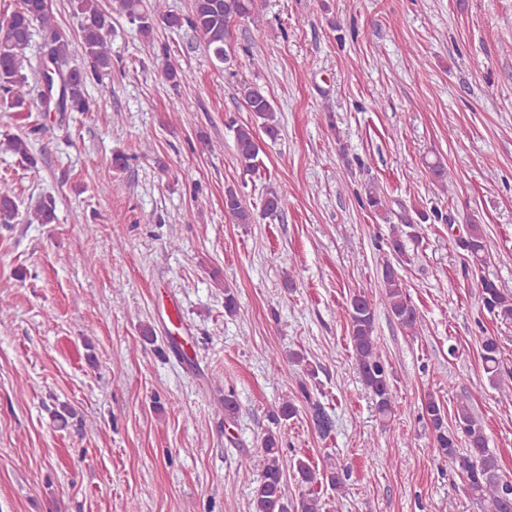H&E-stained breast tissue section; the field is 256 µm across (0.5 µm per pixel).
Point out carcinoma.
<instances>
[{"instance_id": "carcinoma-1", "label": "carcinoma", "mask_w": 512, "mask_h": 512, "mask_svg": "<svg viewBox=\"0 0 512 512\" xmlns=\"http://www.w3.org/2000/svg\"><path fill=\"white\" fill-rule=\"evenodd\" d=\"M121 8L130 24L144 35L164 26L169 29L188 27L204 40L214 60L220 64L228 59L227 47L232 20L251 17L256 11V0H193L191 12L177 15L165 9L163 0H154L151 8L142 9L141 0H121ZM81 14V44L90 68L62 69L69 53V36L50 23L47 0H18L15 8L0 20V103L15 112L31 111L30 84L25 73L24 61L31 30L40 23L47 31L48 61L41 77L53 80L55 74L63 76L62 99L67 112H91L96 103L89 96L88 84L112 70V57L107 36L112 28V16L99 7L98 0H77ZM162 74L172 87L184 79L179 64L165 54ZM239 93L248 111L259 120L258 127L239 125L234 134V148L242 170L252 173L258 169L260 146L256 129H261L273 139L279 126L270 99L254 87L240 85ZM0 145L30 165H35L31 154L29 136L25 133L4 134ZM282 208V199L270 189L263 203V213L274 217ZM224 212L238 224L254 223L253 213L245 206L239 193L228 189L224 193ZM56 220V204L51 197L41 198L34 208L21 213L20 199L8 182H0V224H51ZM414 226L408 220L391 229L389 249L395 261L386 260L380 269L381 287L387 307L400 328L408 334L418 329L420 317L407 297L398 267L410 261L405 250L407 229ZM457 246L465 252L474 268L480 270L486 263L487 245L483 228L470 224L466 236L457 239ZM478 288L483 308L501 319L512 320V291L501 288L492 279L478 276ZM350 343L365 389L371 396L380 419L385 420L394 412V397L388 367L379 353L374 336V310L363 293L350 297L347 307ZM484 373L490 383L501 386L500 347L497 339L486 336L480 345ZM423 413L432 430L435 448L448 467L456 470L463 479L467 495L480 505L482 512H512V477L506 474L498 456L489 448V441L481 420L476 417L465 400L457 402L453 417H448L444 406L433 394H428ZM261 471L254 489L253 512H322L321 499L314 493L318 484L317 470L303 458L285 465L279 436L268 432L262 441ZM305 487L298 506H293L285 496L287 471Z\"/></svg>"}]
</instances>
